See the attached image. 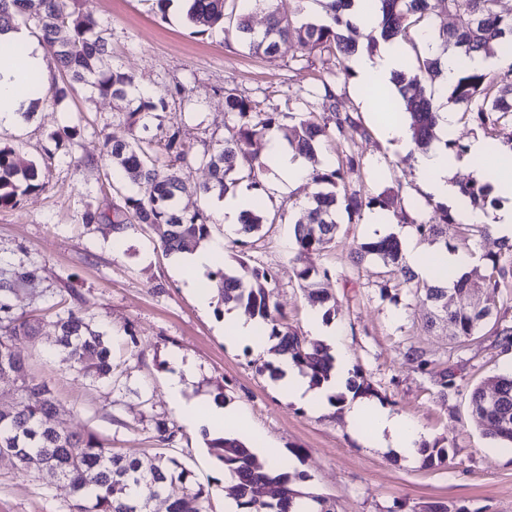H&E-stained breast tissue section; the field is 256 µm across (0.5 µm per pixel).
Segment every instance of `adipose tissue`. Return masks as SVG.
I'll use <instances>...</instances> for the list:
<instances>
[{"label":"adipose tissue","instance_id":"ef3b65f1","mask_svg":"<svg viewBox=\"0 0 512 512\" xmlns=\"http://www.w3.org/2000/svg\"><path fill=\"white\" fill-rule=\"evenodd\" d=\"M0 44L24 47L23 60L0 56V126L20 121L23 112L28 111L30 99L25 93L24 74L34 70L40 75L48 73V54L42 43L37 42L27 28L20 27L0 35ZM354 71L358 77L366 104L375 111L380 128L392 145L400 152L412 154L413 167L425 191L435 200L459 205L460 194L453 180L459 169L473 171L482 181L492 187L494 196L501 204L489 212L464 211L466 221L474 224L490 225L495 236L512 237V152L504 153L506 169L493 173L476 165L477 160L496 151L492 141L473 137L468 151L463 156H455L442 146H433L428 151L415 150L407 126L399 113L394 112L396 97L394 78L407 68V51L400 40L381 43L377 53L357 51L352 58ZM267 153L271 158L282 186L297 187L308 181L311 168L307 160L288 148L277 134H269ZM380 235H395L402 247L406 263L417 275L429 282L445 280L449 273L466 271L474 262V257L466 251H437L431 254L422 252L410 241L407 231L389 222L383 216L372 221ZM312 330L319 341L333 351L334 367L331 376L320 388H311L306 378L295 365L284 356L277 357L280 378L277 387L284 396L313 407H321L323 401L334 393L347 390L351 379L350 358L333 326L324 324L319 313L310 316ZM193 373L191 365L175 361L174 369L167 377V389L171 402L179 415L191 418L195 427L211 428L221 421L235 427L237 438L248 435V429L239 414L221 407H213L205 414H197L196 403L185 402L183 392ZM347 418L351 423H361L370 419V443L377 448H391L397 454L412 458L425 433L413 419L392 412L382 406L364 401L354 402L348 409Z\"/></svg>","mask_w":512,"mask_h":512}]
</instances>
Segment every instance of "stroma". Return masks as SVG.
<instances>
[{"mask_svg":"<svg viewBox=\"0 0 512 512\" xmlns=\"http://www.w3.org/2000/svg\"><path fill=\"white\" fill-rule=\"evenodd\" d=\"M80 11L107 28L112 63L134 72L147 94L167 104L162 123H150L147 137L165 138L180 126L190 154L199 155L232 132L224 110L225 93L251 102L260 112L314 115L333 121L322 106L323 80H331L336 102L366 130L348 140L328 134L314 166L358 161L349 171L350 189L365 196L391 191L400 203L393 220L404 226L427 221L434 199L418 183L409 162L386 142L357 89L355 72L335 55L282 44L274 59L252 55L236 31L200 35L181 12L160 14L155 0H78ZM124 101L90 96L81 89L58 103L31 106L15 125L0 128V143L19 146L34 161L43 186L0 210V272L35 267L39 273L11 297L16 312L35 319L34 340L19 343L27 374L45 379L59 404V419L72 433L108 439L114 451L149 457L179 456L196 481L208 487L212 512H224V470L209 454L201 431L176 414L166 390L175 358L197 367L186 398L213 400L223 391L225 406L238 411L259 447L278 449L303 474L299 488L324 501L329 512H411L421 502L439 501L449 512H512V455L496 452L483 436L470 405L473 388L502 372L512 353L499 347L493 328L459 349L445 326L428 327L429 309L407 294L381 297L379 261L354 265L351 253L373 239L371 209L342 218L335 245L307 254L302 264L328 270L321 285L336 300L332 318L349 354L352 372L369 384L368 401L420 424L427 443L448 448L446 463L426 466L390 450L367 445L366 425H352L345 410L356 399L324 402L312 408L289 400L260 358L226 336L223 310H202L173 256L163 253L151 227L115 234L110 223L85 224L87 210L113 214L120 200L110 187L112 169L103 157L105 136L125 137L120 119ZM65 126L80 130L75 142H55ZM265 208L283 217L263 227L259 240L238 248L229 238L217 200L183 194L181 208L204 210L213 220L212 237L223 243L226 267L238 251L253 266L272 269L273 300L300 335L310 336L312 307L293 261L297 207L313 187L282 188L274 171L265 175ZM75 310L104 336L117 369L112 378L93 381L72 368L55 346L58 313ZM427 352L437 368H451L456 388L440 398L433 379L406 362L408 347ZM175 426L174 443L156 439V425ZM70 488L46 469H20L0 456V512H70Z\"/></svg>","mask_w":512,"mask_h":512,"instance_id":"stroma-1","label":"stroma"}]
</instances>
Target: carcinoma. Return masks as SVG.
Here are the masks:
<instances>
[{"instance_id":"obj_1","label":"carcinoma","mask_w":512,"mask_h":512,"mask_svg":"<svg viewBox=\"0 0 512 512\" xmlns=\"http://www.w3.org/2000/svg\"><path fill=\"white\" fill-rule=\"evenodd\" d=\"M29 0H0V33L18 27ZM185 21L201 34H219L224 25L234 26L249 51L273 58L280 43L294 40L309 51L336 53L350 58L358 44L350 36L357 30L345 10L353 0H320L323 15L304 17L305 0H253L254 7L266 12L267 27L255 35L250 13L236 11L229 3L236 0H185ZM381 15L380 38H400L417 22L435 11L448 13L455 25L437 34L443 50L458 54L459 73L447 101L457 106L471 122L492 139L512 146V64L498 72L473 70L468 60L476 55L493 56L500 52L512 57V13L498 10V0H376ZM40 9L31 21L40 33L57 69L69 83L87 87L91 94L126 100L134 108L124 113L123 124L129 136L105 140L106 156L117 179L112 189L118 194L129 184L144 186L148 195L132 191L123 194L126 219L142 226L163 225L160 243L166 253H181L200 246L211 236L210 217L202 211L188 213L178 205L181 194L192 191L202 196L224 197L240 182L246 181L255 193L264 191L263 175L268 169L254 145L264 133L275 127L288 146L307 159L315 157L316 148L326 127L310 120L277 112H257L244 100L229 93L224 109L232 115L234 133L214 141L211 148L197 158L210 174L209 181L190 186L182 176L183 169L197 159L184 149L182 130L176 128L165 141L139 136L136 130L146 127L149 118L160 119L158 111L166 110L164 101L157 102L137 93L134 77L115 66H108L111 53L106 29L94 19L76 11L75 0H39ZM441 59L429 52L418 58L416 71L401 73L396 85L404 109L410 117V131L417 147L425 149L438 140L435 132L437 112L445 102L425 94L423 84L436 85L442 78ZM336 134L350 139L364 134L361 126L342 113H336ZM356 159L346 164L315 168L310 175L316 187L293 226L295 260L300 262L311 251H323L336 243L340 211L356 213L362 207L388 210L396 198L388 191L362 199L356 190L347 188L346 172ZM35 164L24 163L16 150L0 144V209H11L19 197L37 190ZM463 196L475 208L496 204L489 198V185L472 182L462 186ZM277 215L254 209L240 224V236L258 235L264 225L273 224ZM457 223L448 207L437 205L434 216L414 225L416 235L424 240L440 237L450 224ZM367 257L380 259L387 268L380 283L383 298L396 299V291L406 288L414 298L431 309L427 326L442 322L448 325V336L464 348L480 335L488 324L495 326L499 346L512 348V326L504 324L498 298L506 276L512 273V240H499V251L486 256L489 273L480 281L463 272L452 283L420 286L419 277L405 262L398 239L392 235L364 243L353 256L360 263ZM238 269L217 267L209 274L219 303L244 307L259 319L261 335L277 340L272 351L286 355L299 371L317 386L328 379L332 366L329 349L300 336L285 322V315L272 304L267 291L274 281L268 268L250 266L240 257ZM36 276V270L22 268L0 281V373L25 370L16 350L18 342L32 340L37 325L23 313L14 311L11 295L15 288ZM321 272L308 266L298 270L306 292L314 306L331 315L334 306L318 288ZM477 296L465 307L450 305L454 297ZM57 345L66 353L71 366L93 381L110 378L114 372L109 348L103 337L73 310L57 316ZM405 358L424 373L432 375L440 387L439 395L448 398L455 386L454 374L446 369L436 371L423 351L410 347ZM495 395L482 386L471 394L472 413L481 424L485 436L512 444V373L494 377ZM58 402L47 381L24 375L18 386V399L8 409L0 408V453L13 457L22 467H46L67 482L73 491L72 512H152L153 501L161 498L166 512H209L210 493L195 481L192 471L178 457L157 453L149 458L130 457L112 451V446L98 436L68 432L54 420ZM210 454L224 470L238 479L240 505L246 512H291L292 502L301 492L290 486L288 473L271 472L259 466L250 449L228 435L205 439ZM424 461L432 466L448 460V452L437 446L420 448ZM277 486L274 499L267 496Z\"/></svg>"}]
</instances>
